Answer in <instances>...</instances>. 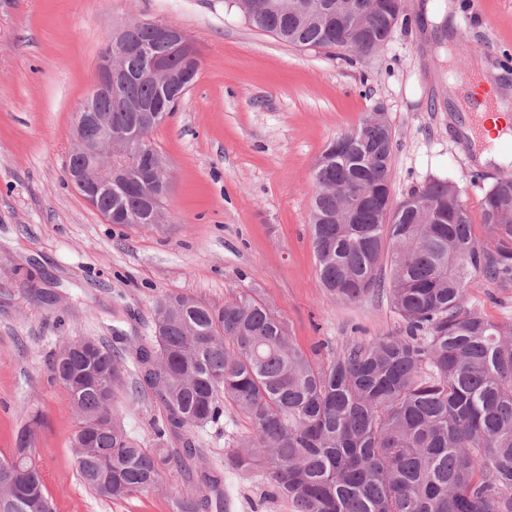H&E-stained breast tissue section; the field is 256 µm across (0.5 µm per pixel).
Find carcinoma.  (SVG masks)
Masks as SVG:
<instances>
[{
    "label": "carcinoma",
    "mask_w": 512,
    "mask_h": 512,
    "mask_svg": "<svg viewBox=\"0 0 512 512\" xmlns=\"http://www.w3.org/2000/svg\"><path fill=\"white\" fill-rule=\"evenodd\" d=\"M253 2L232 0L255 28L298 47L376 52L393 32L388 17L373 9L375 0H359L366 38L320 24L304 10L310 0H265L275 7L264 11ZM149 46L146 26L134 23L125 35L130 75L112 99L97 102L112 111L114 129L133 122L132 105L158 95L139 77ZM357 129V153L313 169L317 270L340 302L386 291L403 329L372 342L351 339L318 363L251 288L222 307L163 296L153 310L154 336L121 349L100 342L88 361L64 343L50 366L80 426L98 428L92 442L75 449L78 474L98 496L154 491L175 471L184 483L175 512H224V471L203 463L201 449L183 433L219 424L227 404L252 431L235 442L225 467L260 474L295 512H512V323L484 317L465 291L474 275L512 280V223H503L512 215V174L484 196L492 244L483 245L449 180L409 194L438 203L446 220L426 207L386 213L380 198L391 186L390 125L370 112ZM350 177L369 196L357 224L341 223L340 187ZM119 200L123 223L152 224L137 182ZM128 382L135 394L151 390L164 408L150 447L130 436L117 410ZM171 439L182 447H169ZM30 448L24 430L0 457V486L12 481L9 463L26 472L0 496V512H53Z\"/></svg>",
    "instance_id": "carcinoma-1"
}]
</instances>
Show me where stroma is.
Returning a JSON list of instances; mask_svg holds the SVG:
<instances>
[{"instance_id":"stroma-1","label":"stroma","mask_w":512,"mask_h":512,"mask_svg":"<svg viewBox=\"0 0 512 512\" xmlns=\"http://www.w3.org/2000/svg\"><path fill=\"white\" fill-rule=\"evenodd\" d=\"M407 0V19L381 50L290 45L250 25L226 0H0V455L28 415L55 512H172L178 474L162 489L104 500L77 475L71 438L80 419L48 360L65 340L111 343L151 334L153 306L169 294L223 306L245 288L286 320L305 351L398 333L386 295L332 299L310 232L311 172L327 144L383 108L394 143L391 193L430 180L461 189L478 242L485 193L505 166L476 163L461 77L512 89V0ZM184 30L200 67L178 110L153 138L172 190L165 223L110 224L65 181L75 111L87 96L106 38L128 24ZM466 294L491 321L512 322V282L475 276ZM129 434L153 442L164 410L152 393L119 398ZM246 419L193 429L207 461L223 464ZM230 512H293L258 475L224 473Z\"/></svg>"}]
</instances>
